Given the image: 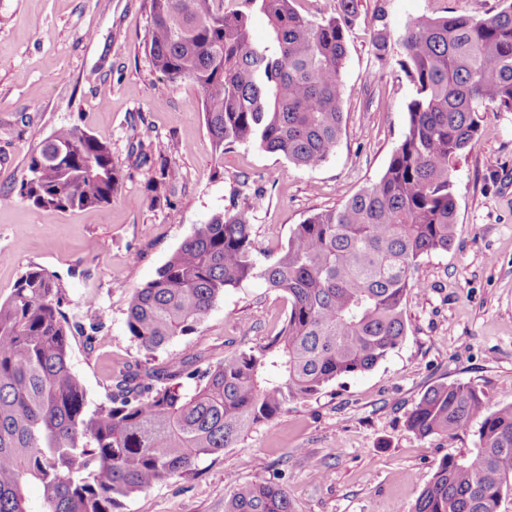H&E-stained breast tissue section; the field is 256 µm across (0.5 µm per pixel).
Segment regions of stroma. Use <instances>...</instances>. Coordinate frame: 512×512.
<instances>
[{"label": "stroma", "instance_id": "obj_1", "mask_svg": "<svg viewBox=\"0 0 512 512\" xmlns=\"http://www.w3.org/2000/svg\"><path fill=\"white\" fill-rule=\"evenodd\" d=\"M505 0H358L342 70L343 126L321 166H296L253 145L216 150L201 92L165 82L145 51L148 0H0V302L38 266L54 274L70 320L94 298V344L72 339L70 365L95 406L111 372L142 359L127 332L130 299L196 228L247 212L261 262L296 224L341 206L378 179L403 139L414 89L399 40L416 17L500 11ZM384 14L385 59L372 36ZM77 126L107 142L123 170L105 208L42 209L19 194L35 144ZM457 234L421 258L423 288L404 301L407 335L372 370L201 459L193 474L136 493L122 512H224L233 485L286 488L294 512H409L440 459L473 448L478 422L453 437L422 438L406 417L430 387L461 382L490 408L512 405V112L483 113L481 132L453 172ZM288 300L262 279L225 291L204 322L156 353L216 364L282 329Z\"/></svg>", "mask_w": 512, "mask_h": 512}]
</instances>
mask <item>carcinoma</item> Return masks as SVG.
<instances>
[{
	"label": "carcinoma",
	"mask_w": 512,
	"mask_h": 512,
	"mask_svg": "<svg viewBox=\"0 0 512 512\" xmlns=\"http://www.w3.org/2000/svg\"><path fill=\"white\" fill-rule=\"evenodd\" d=\"M149 2L152 64L199 87L216 149L256 145L305 168L326 161L341 133L345 30L357 0H340L338 16L320 23L294 0H251L267 18L264 43L253 41L249 14L224 12V0ZM400 41L414 97L381 177L296 225L264 264L246 212L212 217L129 304L128 333L150 356L194 332L224 291L260 278L290 303L265 344L203 370L177 358L138 362L111 376L106 401L91 409L70 351L74 333L97 330L99 316L70 321L61 287L40 267L19 277L0 303V512H33L32 483L42 490L38 512H119L134 493L190 474L403 342L419 259L455 239L454 162L480 133L483 112H512V3L484 19L416 18ZM390 43L387 28L376 31L377 58ZM28 171L21 197L55 210L103 207L122 177L109 145L73 126L41 139ZM475 419V448L442 458L411 512H499L512 491V405L491 410L482 391L443 382L406 426L452 437ZM224 512L293 510L287 489L260 482L235 485Z\"/></svg>",
	"instance_id": "cac0c4a2"
}]
</instances>
